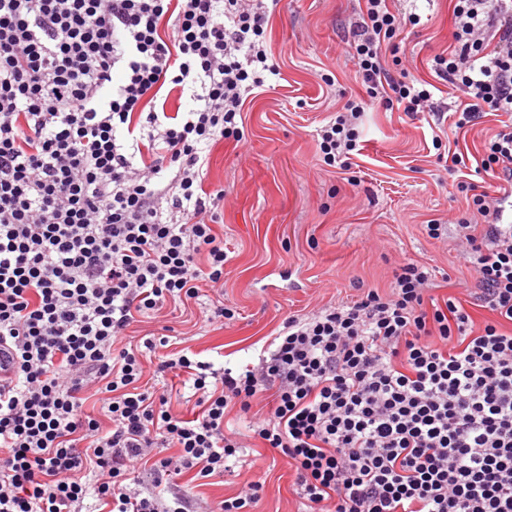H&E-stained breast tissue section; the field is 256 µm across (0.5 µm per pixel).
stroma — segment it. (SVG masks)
Returning <instances> with one entry per match:
<instances>
[{
	"label": "stroma",
	"instance_id": "obj_1",
	"mask_svg": "<svg viewBox=\"0 0 512 512\" xmlns=\"http://www.w3.org/2000/svg\"><path fill=\"white\" fill-rule=\"evenodd\" d=\"M389 4L419 14L421 22L392 40L396 54L387 68L435 82L431 60L452 42L453 0ZM361 5L279 0L266 27L275 72L245 100V139H223L210 149L204 187L224 193L213 228L224 237L223 301L234 319L207 323L202 311L209 300L203 296L186 310L141 318L130 326L129 342L165 331L171 351L217 367L255 364L288 316L358 299L369 288L390 292L397 268L407 263L430 267L426 299L457 298L477 328L491 319L456 233L436 240L425 226L433 219L453 224L466 211L469 199L459 183H489L481 159L498 116L456 129L461 100L444 92L435 95L437 112L411 115L374 104L365 109L360 150L347 167L327 166L321 158L319 128L348 100L366 97L345 52ZM329 77L334 85H326ZM456 155L461 164H453ZM269 402L263 394L248 411L236 407L227 414V426L241 432L243 446L223 476L201 485L184 473L157 487L164 501L185 494L194 512H206L257 480L262 488L253 512H302L294 469L251 431Z\"/></svg>",
	"mask_w": 512,
	"mask_h": 512
}]
</instances>
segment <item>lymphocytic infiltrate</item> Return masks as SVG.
<instances>
[{"label": "lymphocytic infiltrate", "mask_w": 512, "mask_h": 512, "mask_svg": "<svg viewBox=\"0 0 512 512\" xmlns=\"http://www.w3.org/2000/svg\"><path fill=\"white\" fill-rule=\"evenodd\" d=\"M348 54L370 100L437 108L428 82L396 79L386 43L418 25L388 0H364ZM454 46L432 68L480 114L502 122L485 146L492 185L472 196L485 219L457 220L464 255L494 318L473 329L456 298L426 307L428 267L409 264L390 293L285 319L258 365L210 373L166 353V337L122 340L136 316L220 298L224 239L210 218L207 150L242 141L243 97L269 65L263 0H0V512H189L145 493L195 470L223 476L240 441L229 405L271 392L253 435L296 472L305 512H512V0H455ZM200 84L198 107L170 113L163 88ZM362 104L319 133L324 163L358 147ZM186 376L189 419L145 384ZM94 395L100 417L83 410Z\"/></svg>", "instance_id": "lymphocytic-infiltrate-1"}]
</instances>
